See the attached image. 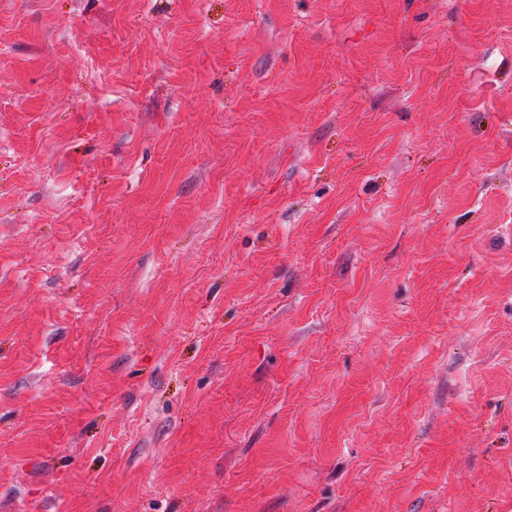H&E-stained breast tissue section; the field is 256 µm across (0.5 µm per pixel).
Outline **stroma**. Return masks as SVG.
<instances>
[{
	"mask_svg": "<svg viewBox=\"0 0 512 512\" xmlns=\"http://www.w3.org/2000/svg\"><path fill=\"white\" fill-rule=\"evenodd\" d=\"M0 512H512V0H0Z\"/></svg>",
	"mask_w": 512,
	"mask_h": 512,
	"instance_id": "35a3bbf8",
	"label": "stroma"
}]
</instances>
